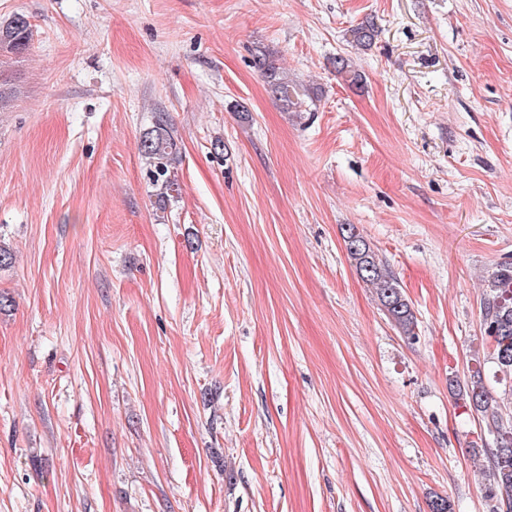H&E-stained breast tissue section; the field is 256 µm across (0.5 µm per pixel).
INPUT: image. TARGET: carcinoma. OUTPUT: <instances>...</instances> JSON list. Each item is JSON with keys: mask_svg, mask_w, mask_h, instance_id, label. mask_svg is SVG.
Masks as SVG:
<instances>
[{"mask_svg": "<svg viewBox=\"0 0 512 512\" xmlns=\"http://www.w3.org/2000/svg\"><path fill=\"white\" fill-rule=\"evenodd\" d=\"M377 24L372 17L365 18L350 30V42L356 46L369 47L374 42ZM30 26L27 19L17 14L10 22L0 26V51L20 53L30 41ZM255 66L266 78L272 94L287 107L297 105L298 93L288 79L280 75L262 52L255 56ZM336 73L346 77L352 86H359L360 75L351 69L350 59L339 56L334 60ZM141 151L149 159L150 181L161 201H169L179 195V184L174 174V164L180 148L171 128L159 120L145 133ZM348 257L353 262L357 275L374 288L377 299L393 326L408 338L415 337L416 316L403 293L397 278L386 268L383 260L358 231L348 225L342 233ZM488 291L481 304L484 339L493 347L494 377L501 393L491 390L486 383L485 367L475 361L469 383L457 390L458 399L464 406L479 413L488 434L493 439L490 449L491 471L489 494L496 499L494 512H512V420L504 417V398L512 397V262L497 264L488 284Z\"/></svg>", "mask_w": 512, "mask_h": 512, "instance_id": "1", "label": "carcinoma"}]
</instances>
